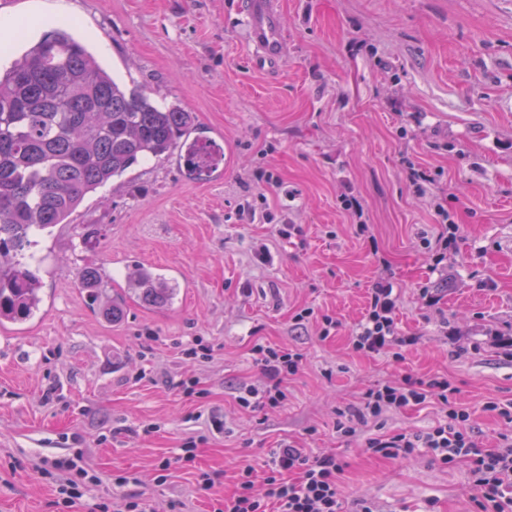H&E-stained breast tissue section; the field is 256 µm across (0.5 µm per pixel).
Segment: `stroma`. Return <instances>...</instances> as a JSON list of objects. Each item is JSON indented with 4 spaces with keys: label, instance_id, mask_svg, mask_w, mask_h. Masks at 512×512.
<instances>
[{
    "label": "stroma",
    "instance_id": "1",
    "mask_svg": "<svg viewBox=\"0 0 512 512\" xmlns=\"http://www.w3.org/2000/svg\"><path fill=\"white\" fill-rule=\"evenodd\" d=\"M278 2L283 54L261 68L241 0H0L1 68L68 23L111 74L195 113L196 138L223 151L203 176L181 150L143 161L40 236L41 309L0 326V512H57L65 475L43 474L44 462L75 455L96 480L70 512L133 494L147 512H213L240 467L262 468L283 443L341 460L339 512L365 501L480 512L467 462L367 448L442 420L438 401L390 410L352 437L335 423L410 374L447 378L483 447L512 435L487 408L512 403V0ZM410 162L435 178L426 197L409 185ZM260 168L276 183L257 185ZM435 196L458 226L441 272ZM136 264L177 282L173 304L130 297L120 320H105L79 271L100 268L118 293ZM383 271L397 332L416 342L366 355L352 336ZM326 315L337 327L325 337ZM258 344L303 356L276 407L238 401L264 384ZM189 441L196 458L184 462ZM200 471L215 473L211 489Z\"/></svg>",
    "mask_w": 512,
    "mask_h": 512
}]
</instances>
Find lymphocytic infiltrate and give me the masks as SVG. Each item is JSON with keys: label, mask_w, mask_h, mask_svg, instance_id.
Returning <instances> with one entry per match:
<instances>
[{"label": "lymphocytic infiltrate", "mask_w": 512, "mask_h": 512, "mask_svg": "<svg viewBox=\"0 0 512 512\" xmlns=\"http://www.w3.org/2000/svg\"><path fill=\"white\" fill-rule=\"evenodd\" d=\"M397 297L387 275H380L371 292L367 315L358 326L352 344L356 351L377 354L407 345L395 324ZM254 353L267 381L262 388L248 389L239 401L243 406H278L285 400L283 381L301 366L300 353L256 345ZM447 379L423 380L411 375L400 381L369 390L359 407L339 412L336 430L356 435L359 425L381 417L391 409L421 405L437 399L446 407L444 421L420 432H402L368 441L372 453L384 457L410 455L427 449L435 461L448 465L460 460L472 465L473 487L480 497L482 512H506L504 497L512 492V437L502 436L497 448H483L469 435V413L452 405ZM342 465L335 455L310 456L305 449L284 444L270 449L262 472L245 466L239 472L237 491L224 512H339L336 478ZM262 479L265 495L254 494L255 479Z\"/></svg>", "instance_id": "lymphocytic-infiltrate-1"}]
</instances>
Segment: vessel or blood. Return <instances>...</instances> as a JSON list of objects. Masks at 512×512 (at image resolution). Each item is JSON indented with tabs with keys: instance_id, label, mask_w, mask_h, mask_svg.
<instances>
[{
	"instance_id": "vessel-or-blood-1",
	"label": "vessel or blood",
	"mask_w": 512,
	"mask_h": 512,
	"mask_svg": "<svg viewBox=\"0 0 512 512\" xmlns=\"http://www.w3.org/2000/svg\"><path fill=\"white\" fill-rule=\"evenodd\" d=\"M241 9L247 39L257 62L275 63L283 49L275 0H243Z\"/></svg>"
}]
</instances>
